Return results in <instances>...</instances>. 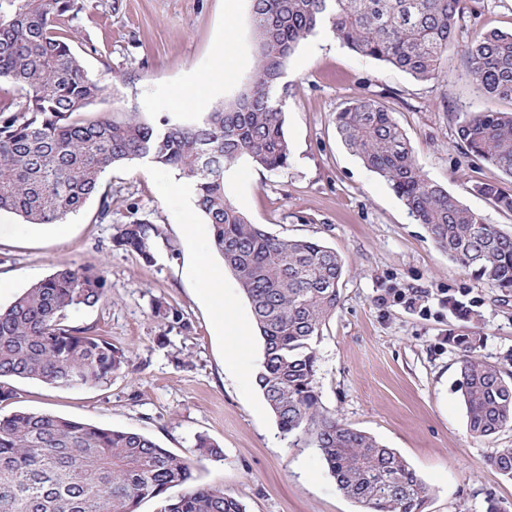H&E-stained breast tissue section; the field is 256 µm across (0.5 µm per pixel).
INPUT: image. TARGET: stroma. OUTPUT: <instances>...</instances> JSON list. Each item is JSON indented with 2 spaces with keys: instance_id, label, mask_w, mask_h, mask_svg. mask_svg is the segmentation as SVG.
Wrapping results in <instances>:
<instances>
[{
  "instance_id": "stroma-1",
  "label": "stroma",
  "mask_w": 512,
  "mask_h": 512,
  "mask_svg": "<svg viewBox=\"0 0 512 512\" xmlns=\"http://www.w3.org/2000/svg\"><path fill=\"white\" fill-rule=\"evenodd\" d=\"M70 45L106 90L92 115L137 110L141 120L192 125L233 98L255 64L250 0H78ZM512 30V0H475L460 21L442 67L446 79L419 81L360 56L321 30L290 56L283 101L291 155L268 171L240 161L225 190L250 221L280 237L311 238L344 263L341 303L316 346V391L325 412L395 449L430 489L425 512H512V480L490 465L495 449L512 447V428L494 438L470 435L457 392L460 351L447 341L463 322L449 298L474 312L479 353L512 372V296L475 281L439 249L427 229L376 174L341 142L337 108L359 97L382 100L429 179L488 223L512 231V214L495 210L473 187L512 183L467 155L457 118L482 99L467 75L466 49L490 30ZM230 55L218 60L220 48ZM120 81H113V71ZM210 78L196 102L199 78ZM113 221L129 207L164 225L176 247L155 261L113 248L111 223L90 198L53 226L0 212V310L63 264L103 269L109 291L66 321L106 336L124 352L120 373L99 385L56 387L19 382L9 409L50 413L103 428L144 434L191 462L196 481L223 487L245 512H359L337 488L317 448L283 436L250 374L263 360L251 334L246 371L228 368L211 309L197 289L200 253L218 260L210 236L190 241L186 222L204 224L192 184L172 169L132 161L104 180ZM412 292L414 304L397 301ZM178 309L189 331L160 325L156 302ZM217 441L224 458L199 457L197 436Z\"/></svg>"
}]
</instances>
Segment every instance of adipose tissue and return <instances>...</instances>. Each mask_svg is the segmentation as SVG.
<instances>
[{
	"label": "adipose tissue",
	"instance_id": "obj_1",
	"mask_svg": "<svg viewBox=\"0 0 512 512\" xmlns=\"http://www.w3.org/2000/svg\"><path fill=\"white\" fill-rule=\"evenodd\" d=\"M201 295L213 309L214 322L220 332L226 334L230 345L229 367H242L244 350L247 345V328L233 315V307L224 296V268L208 258H201L196 271Z\"/></svg>",
	"mask_w": 512,
	"mask_h": 512
}]
</instances>
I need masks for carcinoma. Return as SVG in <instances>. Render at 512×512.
Masks as SVG:
<instances>
[{
	"mask_svg": "<svg viewBox=\"0 0 512 512\" xmlns=\"http://www.w3.org/2000/svg\"><path fill=\"white\" fill-rule=\"evenodd\" d=\"M471 0H252L256 46L252 75L236 97L195 125H151L137 118H92L88 107L105 87L91 79L69 45L77 0H0V211L31 224H55L100 194L99 218L112 217L103 177L125 161L169 167L190 179L213 244L250 302L263 340L256 385L279 428L306 435L337 487L360 512H423L429 488L394 449L320 410L316 345L340 302L341 257L313 239L279 237L251 223L225 191L226 172L242 159L266 170L288 166L281 77L299 43L320 29L356 53L417 80L445 77L440 64ZM483 106L459 116L467 152L512 177V31H490L466 50ZM336 131L346 148L381 177L448 258L475 280L512 294V234L490 224L430 180L381 101L341 106ZM473 191L512 213V188L481 182ZM114 227L113 247L151 262L175 247L162 225L136 217ZM104 271L64 265L0 311V403L16 397L13 380L94 385L121 371L124 353L91 328L64 324L68 310L104 300ZM155 315L188 328L174 307ZM476 332L448 334L460 349L458 391L470 434L495 437L512 427V374L478 354ZM201 456L224 449L197 438ZM512 480V448L489 457ZM176 495H168L173 488ZM166 497L164 512H244L214 485H198L189 463L141 433L101 428L49 413L0 414V512H138Z\"/></svg>",
	"mask_w": 512,
	"mask_h": 512,
	"instance_id": "1",
	"label": "carcinoma"
}]
</instances>
